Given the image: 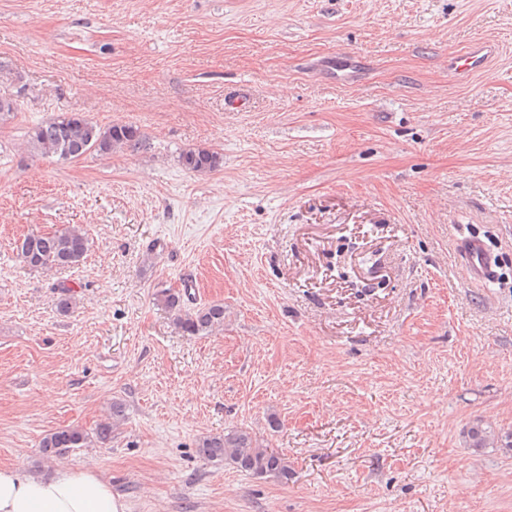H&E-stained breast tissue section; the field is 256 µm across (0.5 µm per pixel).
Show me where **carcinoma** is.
Returning <instances> with one entry per match:
<instances>
[{
    "label": "carcinoma",
    "mask_w": 512,
    "mask_h": 512,
    "mask_svg": "<svg viewBox=\"0 0 512 512\" xmlns=\"http://www.w3.org/2000/svg\"><path fill=\"white\" fill-rule=\"evenodd\" d=\"M143 135L133 124H113L101 128L86 117L73 112H61L28 132L31 150L42 157H55L61 162L74 161L93 151L101 155L116 149H135L142 144ZM179 163L195 174H207L221 166V155L208 148L191 147L181 151ZM16 251L21 261L31 269H64L78 266L88 251V240L78 226L61 230L30 233L18 240ZM163 304L177 313L176 325L187 336H197L224 329V305L209 304L192 312L182 310L183 293L171 288L159 291ZM124 417V406L112 403V413L97 423L96 439L105 442L112 428ZM476 448L499 442V436L477 425L471 430ZM90 442L88 433L77 427H65L47 434L40 443L46 457L61 455L72 448H84ZM199 453L209 460H219L240 471L256 476H272L286 480L291 474L287 458L253 443L250 432L237 430L210 436L199 445Z\"/></svg>",
    "instance_id": "1"
}]
</instances>
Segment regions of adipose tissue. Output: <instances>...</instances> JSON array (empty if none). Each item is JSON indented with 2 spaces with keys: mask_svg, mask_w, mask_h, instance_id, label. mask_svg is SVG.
Instances as JSON below:
<instances>
[{
  "mask_svg": "<svg viewBox=\"0 0 512 512\" xmlns=\"http://www.w3.org/2000/svg\"><path fill=\"white\" fill-rule=\"evenodd\" d=\"M0 512H128V507L90 465L49 476L2 467Z\"/></svg>",
  "mask_w": 512,
  "mask_h": 512,
  "instance_id": "1",
  "label": "adipose tissue"
}]
</instances>
